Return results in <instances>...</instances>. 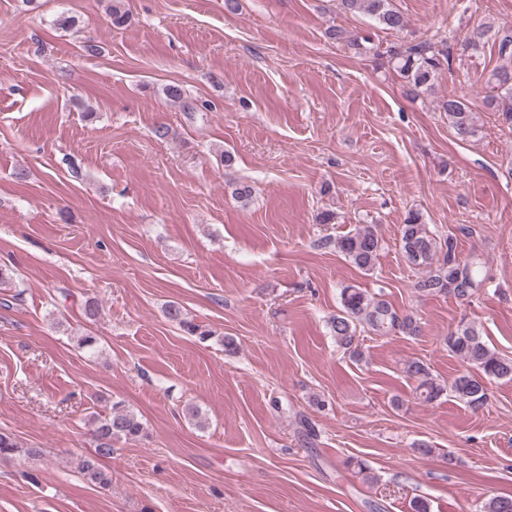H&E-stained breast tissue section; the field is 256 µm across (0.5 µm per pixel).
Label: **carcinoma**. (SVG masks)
Returning a JSON list of instances; mask_svg holds the SVG:
<instances>
[{
    "label": "carcinoma",
    "instance_id": "cac0c4a2",
    "mask_svg": "<svg viewBox=\"0 0 512 512\" xmlns=\"http://www.w3.org/2000/svg\"><path fill=\"white\" fill-rule=\"evenodd\" d=\"M337 2L341 10L366 15L386 30L399 31L407 26L406 17L393 5V0ZM489 33L491 30L482 27L472 30L462 49L473 53L479 51L488 42ZM374 56L395 68L414 98L434 90L442 67L450 61L448 50L427 42L390 45L384 51L375 50ZM490 80L496 89L490 106L505 120L512 121V70L498 68ZM440 109L448 117V125L458 140L468 141L478 135L479 126L474 113L464 99H444ZM335 247L357 268L369 272L373 270L383 244L375 227L364 225L337 238ZM400 250L409 266L422 271L414 285L421 293L452 295L466 300L486 285V262L482 257L475 253L462 256L456 235H443L430 229L417 211L409 212L402 224ZM165 313L169 320L181 324L187 333L203 340L210 336L209 331L184 320L177 304H168ZM327 324L336 344L354 358L360 356L357 333L361 331L379 336L397 332L415 335L419 332V326L412 318L400 315L386 300L371 296L356 286L341 289V308L329 317ZM448 347L472 371L457 376L447 387L433 378L422 361L408 362L406 373L417 382L415 395L418 399L431 403L449 389L468 407L478 410L487 402L486 381L512 380V358L492 351L475 326L459 325L449 334ZM93 424L94 452L77 457L74 465L88 482L105 489L111 484V476L102 468L101 461L112 456V442L120 439L136 441L144 435V426L121 402L112 403L110 411L104 415H94ZM16 455L35 458L40 455V449L24 448L11 436L0 433V458ZM482 512H512V497H493L483 503Z\"/></svg>",
    "mask_w": 512,
    "mask_h": 512
}]
</instances>
